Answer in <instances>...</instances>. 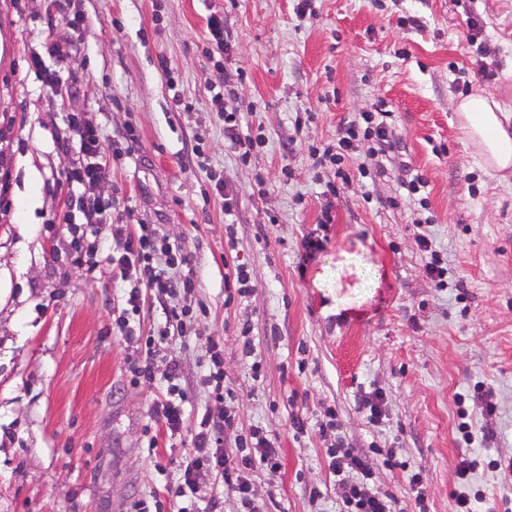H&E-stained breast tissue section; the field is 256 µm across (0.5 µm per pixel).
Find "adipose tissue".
I'll use <instances>...</instances> for the list:
<instances>
[{"label": "adipose tissue", "instance_id": "1", "mask_svg": "<svg viewBox=\"0 0 512 512\" xmlns=\"http://www.w3.org/2000/svg\"><path fill=\"white\" fill-rule=\"evenodd\" d=\"M455 110L482 164L497 172L511 170L512 133L501 121L502 106L491 96L476 93L460 99Z\"/></svg>", "mask_w": 512, "mask_h": 512}]
</instances>
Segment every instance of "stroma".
<instances>
[{"instance_id": "obj_1", "label": "stroma", "mask_w": 512, "mask_h": 512, "mask_svg": "<svg viewBox=\"0 0 512 512\" xmlns=\"http://www.w3.org/2000/svg\"><path fill=\"white\" fill-rule=\"evenodd\" d=\"M213 15L231 53L209 31ZM470 16L488 55L469 42ZM55 71L57 91L45 84ZM476 91L512 115V0H315L302 16L295 0H0V512H169L171 463L198 415L224 414L202 383L214 342L237 396L223 446L259 426L281 450L276 486L253 480L262 512H338L332 439L318 430L329 409L345 446L391 449L422 469L427 512L453 510L465 455L456 397L477 383L497 410L471 408L475 449L512 460V170L484 169L457 120L455 102ZM379 101L400 137L395 159L379 164L359 142L349 184L329 191L334 171L310 145L335 144ZM227 111L266 140L248 162L224 139ZM77 124L102 136L93 194L112 222L98 227L100 249L115 223L177 243L194 282L183 326L166 328L147 294L127 311L106 260L91 273L78 263L83 217L63 222ZM404 165L425 197L402 188ZM225 181L239 200L230 235ZM427 216L463 290L423 272L415 221ZM310 235L322 247L307 260ZM229 260L246 267L244 296L224 286ZM125 321L158 339L153 381L131 374ZM172 360L189 395L176 436L151 414ZM374 391L386 410L376 427L360 410ZM295 414L306 432L291 429ZM471 485L480 512L512 499V472L481 469Z\"/></svg>"}]
</instances>
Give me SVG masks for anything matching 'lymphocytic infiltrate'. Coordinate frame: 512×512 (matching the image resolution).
Segmentation results:
<instances>
[{"label":"lymphocytic infiltrate","mask_w":512,"mask_h":512,"mask_svg":"<svg viewBox=\"0 0 512 512\" xmlns=\"http://www.w3.org/2000/svg\"><path fill=\"white\" fill-rule=\"evenodd\" d=\"M386 110L374 106L363 113L361 122H349L340 130L335 145L323 148L321 161L335 166L338 179L347 174L341 164L358 139L372 143V152L381 159L394 157L398 137L385 120ZM108 204H97L95 219L87 223V231L96 225L111 224L112 251L108 255L113 268L126 271L137 268L140 279L126 288L123 298L131 310H138L143 291H150L158 301L167 305V322H182L186 310L174 302L181 292L193 286L190 277L175 278L173 271L182 265L184 258L176 245L158 241L152 230L142 228L140 235L131 236L122 224H112ZM182 369L177 362L166 367L167 387L152 405L154 420L170 433H178L184 425L187 392L180 384ZM234 412H225L222 419L202 416L192 438V448L178 466V484L174 491L177 512H201L193 495L198 479L207 474L221 475L225 487L235 492L247 512H254L252 477L261 471L277 477L281 470V456L271 437L262 428H254L246 439L244 454L232 457L221 448V437L234 425ZM328 467L336 478L341 512H393V495L379 490L372 483L374 460L365 453L343 446H336L329 455Z\"/></svg>","instance_id":"1"}]
</instances>
